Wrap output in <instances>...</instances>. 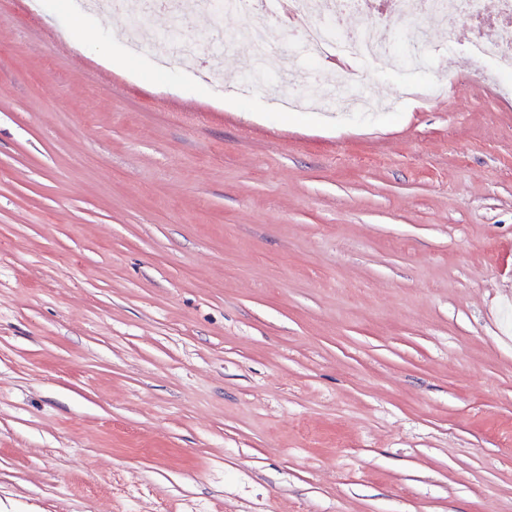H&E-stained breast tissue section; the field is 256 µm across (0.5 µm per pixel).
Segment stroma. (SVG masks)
<instances>
[{
    "mask_svg": "<svg viewBox=\"0 0 512 512\" xmlns=\"http://www.w3.org/2000/svg\"><path fill=\"white\" fill-rule=\"evenodd\" d=\"M478 21L419 16L425 67L353 72L394 111L339 114L275 58L243 92L245 46L163 71L126 17L0 0V512H512Z\"/></svg>",
    "mask_w": 512,
    "mask_h": 512,
    "instance_id": "1",
    "label": "stroma"
}]
</instances>
